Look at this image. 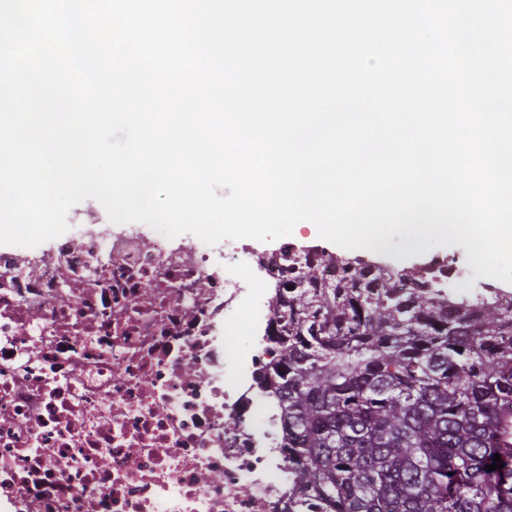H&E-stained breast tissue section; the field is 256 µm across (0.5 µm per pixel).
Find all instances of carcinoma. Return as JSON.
I'll return each instance as SVG.
<instances>
[{"mask_svg":"<svg viewBox=\"0 0 512 512\" xmlns=\"http://www.w3.org/2000/svg\"><path fill=\"white\" fill-rule=\"evenodd\" d=\"M285 258L261 386L285 406L297 512H512V292L453 298L322 246Z\"/></svg>","mask_w":512,"mask_h":512,"instance_id":"carcinoma-1","label":"carcinoma"}]
</instances>
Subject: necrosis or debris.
<instances>
[{
	"label": "necrosis or debris",
	"instance_id": "necrosis-or-debris-1",
	"mask_svg": "<svg viewBox=\"0 0 512 512\" xmlns=\"http://www.w3.org/2000/svg\"><path fill=\"white\" fill-rule=\"evenodd\" d=\"M269 256L92 226L0 251V512H292Z\"/></svg>",
	"mask_w": 512,
	"mask_h": 512
}]
</instances>
